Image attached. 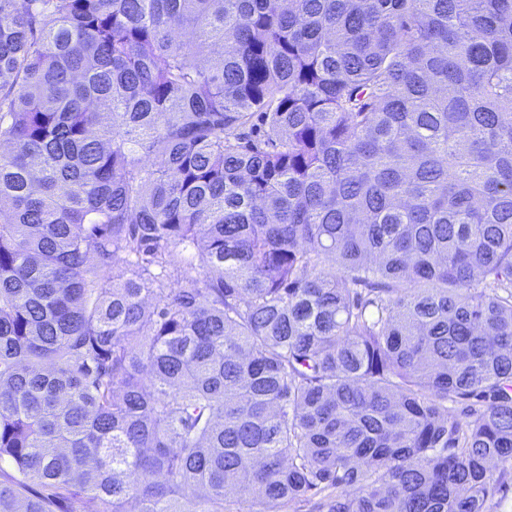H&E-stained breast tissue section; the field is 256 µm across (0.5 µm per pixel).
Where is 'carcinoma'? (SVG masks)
I'll return each mask as SVG.
<instances>
[{
	"instance_id": "1",
	"label": "carcinoma",
	"mask_w": 512,
	"mask_h": 512,
	"mask_svg": "<svg viewBox=\"0 0 512 512\" xmlns=\"http://www.w3.org/2000/svg\"><path fill=\"white\" fill-rule=\"evenodd\" d=\"M0 142V512L512 486V0H0Z\"/></svg>"
}]
</instances>
